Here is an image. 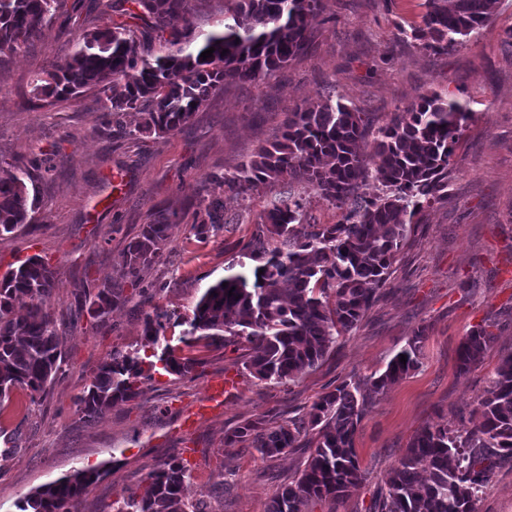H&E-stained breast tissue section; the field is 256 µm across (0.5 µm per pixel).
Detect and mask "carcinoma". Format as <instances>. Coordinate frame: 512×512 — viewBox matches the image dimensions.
I'll list each match as a JSON object with an SVG mask.
<instances>
[{
  "instance_id": "carcinoma-1",
  "label": "carcinoma",
  "mask_w": 512,
  "mask_h": 512,
  "mask_svg": "<svg viewBox=\"0 0 512 512\" xmlns=\"http://www.w3.org/2000/svg\"><path fill=\"white\" fill-rule=\"evenodd\" d=\"M63 0H0V62L34 46ZM499 0H425L424 28L414 33L423 47L446 53L461 47L493 19ZM87 12L99 23L79 26L77 48L29 83L30 101L40 107L100 87L107 122L134 110L138 132L162 137L190 122L228 83L263 80L306 53L323 23L321 0H238L224 29L195 41L191 0H90ZM167 46L159 56L139 51L140 40ZM215 51L206 60L203 51ZM469 112L436 92L420 94L395 112L365 150V113L334 91L290 112L279 135L259 147L235 173L220 178L224 191L243 195L259 183L282 178L302 184L346 210L341 224H306L294 195L279 199L262 217L261 234L249 244L263 264L231 273L210 285L184 324L180 342L190 347L236 346L251 353L247 372L260 382L285 384L316 368L339 337L350 332L378 299L379 289L424 208L448 196V166L456 135ZM31 174L22 169L0 176V237L32 222L38 209L30 193ZM374 180L382 192H364ZM186 215L159 212L125 246L121 263L141 304L151 301L142 272L162 253L168 231ZM224 224V202L208 197L192 213L199 237ZM54 271L35 254L0 277V403L16 387L37 401L59 371L60 336L45 307ZM79 311L104 322L128 301L119 283L83 289ZM26 308L14 315L16 306ZM170 317L145 313L144 339L155 345ZM425 329L420 328L378 377L362 386L344 381L312 405L306 420L270 425L247 420L227 436L246 443L265 460L300 447L313 434L303 469L273 493L268 512H306L309 502L349 497L366 480L354 446L367 392L397 384L420 364ZM493 334L480 326L465 336L458 362L463 372L481 363ZM407 356L401 363V356ZM200 360L179 356L165 345L152 357L115 354L84 387L77 404L95 419L112 404L139 394L156 368L194 377ZM478 423L467 433L426 425L388 474L370 512H476L482 492L503 459L512 461V355L501 360L476 409ZM102 476L90 468L34 490L20 512H82L89 489ZM188 476L178 457L157 463L144 484L128 487L115 512H212L205 499L190 502Z\"/></svg>"
}]
</instances>
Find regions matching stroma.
Returning <instances> with one entry per match:
<instances>
[{
    "mask_svg": "<svg viewBox=\"0 0 512 512\" xmlns=\"http://www.w3.org/2000/svg\"><path fill=\"white\" fill-rule=\"evenodd\" d=\"M322 8L325 22L311 49L270 78L225 85L181 131L163 138L136 135L134 112L122 117L125 137H114L101 121L97 89L44 108L30 102L35 72L74 48L76 35L62 21L70 7L33 48L0 64V160L28 169L40 198L34 221L0 238V275L34 254L50 263L48 308L63 353L42 401L17 388L0 403V432L21 438L14 449L0 442V512H19L35 489L89 468L103 475L84 512H113L123 488L172 456L189 470L188 499L208 495L216 512H267L275 489L303 468L308 449L264 461L247 445L228 444L227 434L265 415L276 424L306 417L340 382L379 376L420 328L419 369L365 406L355 449L366 480L349 498L316 501L307 512H368L417 431L448 424L465 432L475 423L479 398L512 355V0H500L466 46L443 54L412 37L425 0H322ZM331 89L367 113L371 137L420 93L465 103L470 115L448 167V196L418 214L377 302L319 367L294 382L262 383L244 367L248 344L181 345L180 321L230 267H255L245 252L260 217L294 188L283 179L237 196L216 176L235 173L279 132L287 113ZM55 145L58 155L46 160ZM209 195L224 200L223 226L202 239L189 225L173 226L162 256L143 272L145 281L163 286L152 307L171 315L159 342L199 359L194 378L156 373L136 399L85 420L77 395L110 355L143 349L145 340L137 291L126 288L129 302L94 327L78 311L83 282H124L121 253L141 226L161 211L192 213ZM481 325L494 335L491 347L479 365L461 372L458 347ZM224 374L236 386L223 406L184 432V412ZM477 512H512V462L495 469Z\"/></svg>",
    "mask_w": 512,
    "mask_h": 512,
    "instance_id": "35a3bbf8",
    "label": "stroma"
}]
</instances>
